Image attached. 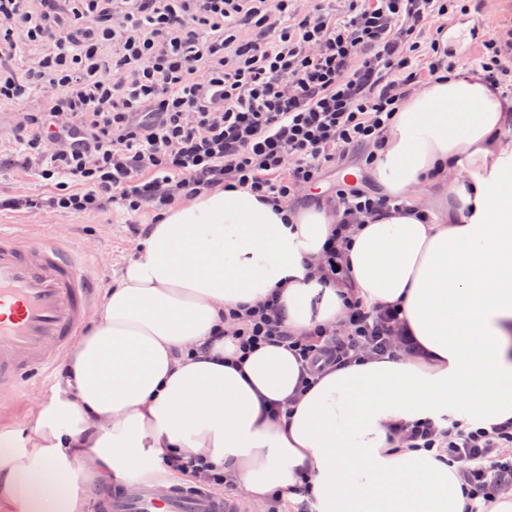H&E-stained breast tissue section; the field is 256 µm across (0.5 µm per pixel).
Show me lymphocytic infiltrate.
<instances>
[{"label": "lymphocytic infiltrate", "instance_id": "f902f5d3", "mask_svg": "<svg viewBox=\"0 0 512 512\" xmlns=\"http://www.w3.org/2000/svg\"><path fill=\"white\" fill-rule=\"evenodd\" d=\"M59 2L0 0V103L53 101L18 115V167L36 188L0 198V211L84 217L116 205L158 218L178 199L231 186L286 206L340 172L352 149L371 168L410 88L457 69L432 28L448 0H343L339 13L325 0L303 13L295 0H70L64 21ZM42 42L51 51L19 77L11 57ZM328 201L336 232L319 263L344 280L348 230L391 201L340 176ZM346 309L342 329L297 339L273 297L231 337L243 354L283 345L309 378L363 351L413 350L397 307L355 299ZM400 433L458 467L466 512L512 480L511 423L427 420Z\"/></svg>", "mask_w": 512, "mask_h": 512}]
</instances>
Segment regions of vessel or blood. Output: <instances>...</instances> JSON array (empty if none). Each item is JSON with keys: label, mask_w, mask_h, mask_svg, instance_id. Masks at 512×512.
Masks as SVG:
<instances>
[{"label": "vessel or blood", "mask_w": 512, "mask_h": 512, "mask_svg": "<svg viewBox=\"0 0 512 512\" xmlns=\"http://www.w3.org/2000/svg\"><path fill=\"white\" fill-rule=\"evenodd\" d=\"M92 260L39 235L19 238L0 225V393L29 375L50 379L94 307L99 283ZM98 512H239L231 497L218 498L199 488L169 486L137 477L93 492Z\"/></svg>", "instance_id": "1"}]
</instances>
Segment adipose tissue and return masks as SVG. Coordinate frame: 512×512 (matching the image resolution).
<instances>
[{
  "label": "adipose tissue",
  "mask_w": 512,
  "mask_h": 512,
  "mask_svg": "<svg viewBox=\"0 0 512 512\" xmlns=\"http://www.w3.org/2000/svg\"><path fill=\"white\" fill-rule=\"evenodd\" d=\"M511 127L512 99L477 73L410 95L372 174L392 197L441 184L447 207L354 225L346 285L318 265L336 227L329 206L288 212L226 188L166 211L68 355L63 386L24 429L0 432V503L84 512L80 475L145 474L182 454L256 500L304 478L316 512H463L457 468L394 431L512 421ZM274 293L294 337L336 328L352 295L398 306L416 349L329 365L300 390L292 352L242 356L213 339L235 329L229 311Z\"/></svg>",
  "instance_id": "ef3b65f1"
}]
</instances>
